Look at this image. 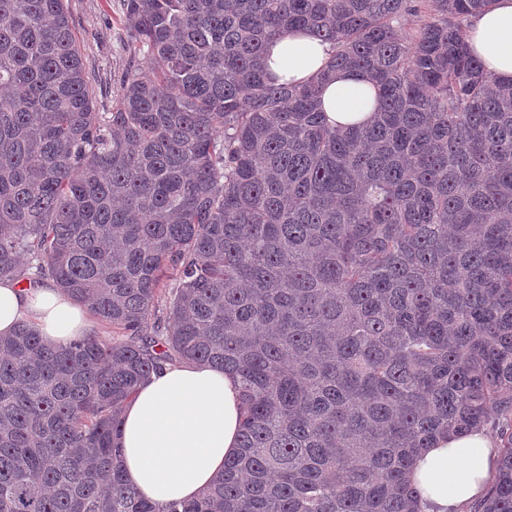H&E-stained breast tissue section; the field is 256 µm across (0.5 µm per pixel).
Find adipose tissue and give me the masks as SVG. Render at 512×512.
I'll use <instances>...</instances> for the list:
<instances>
[{
	"instance_id": "1",
	"label": "adipose tissue",
	"mask_w": 512,
	"mask_h": 512,
	"mask_svg": "<svg viewBox=\"0 0 512 512\" xmlns=\"http://www.w3.org/2000/svg\"><path fill=\"white\" fill-rule=\"evenodd\" d=\"M472 52L485 73L512 83V0H496L472 18ZM330 43L306 31L286 30L268 46L267 73L277 83L302 84L322 78L320 106L338 128L370 123L379 106L377 93L360 72L326 73ZM23 321L33 323L43 340L66 345L95 333L85 307L53 281L38 286L0 279V336ZM242 405L233 375L203 363L165 365L137 387L122 414L120 464L127 481L145 499L167 504L201 494L225 460L238 451ZM496 456L481 430L460 436L438 435L411 461L410 482L419 512H459L482 498Z\"/></svg>"
}]
</instances>
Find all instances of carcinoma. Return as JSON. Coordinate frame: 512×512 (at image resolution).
I'll return each instance as SVG.
<instances>
[{"label":"carcinoma","instance_id":"cac0c4a2","mask_svg":"<svg viewBox=\"0 0 512 512\" xmlns=\"http://www.w3.org/2000/svg\"><path fill=\"white\" fill-rule=\"evenodd\" d=\"M123 2L148 64L98 112L64 0H0V278L115 332L0 337V512H415L412 456L496 418L476 512H512V83L462 25L495 0H431L412 37L415 0ZM285 28L366 76L371 124L267 75ZM185 362L239 377V451L159 505L122 410ZM419 5V10L416 13L407 14L399 21L401 32L407 36L415 34L420 27L432 21L436 14L433 11L432 2H416Z\"/></svg>","mask_w":512,"mask_h":512}]
</instances>
